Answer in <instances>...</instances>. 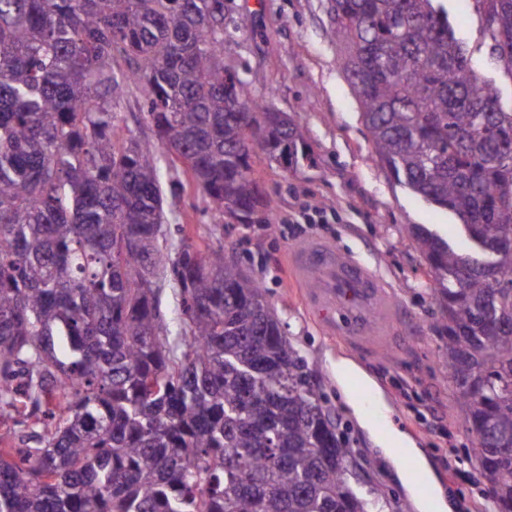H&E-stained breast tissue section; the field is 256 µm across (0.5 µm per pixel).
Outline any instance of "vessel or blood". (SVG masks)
Returning a JSON list of instances; mask_svg holds the SVG:
<instances>
[{"mask_svg": "<svg viewBox=\"0 0 512 512\" xmlns=\"http://www.w3.org/2000/svg\"><path fill=\"white\" fill-rule=\"evenodd\" d=\"M292 281L308 315L327 336L368 358L391 356L404 309L391 285L351 251L309 238L288 252Z\"/></svg>", "mask_w": 512, "mask_h": 512, "instance_id": "obj_1", "label": "vessel or blood"}]
</instances>
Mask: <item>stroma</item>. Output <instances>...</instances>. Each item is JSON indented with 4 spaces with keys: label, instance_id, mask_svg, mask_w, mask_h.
<instances>
[{
    "label": "stroma",
    "instance_id": "1",
    "mask_svg": "<svg viewBox=\"0 0 512 512\" xmlns=\"http://www.w3.org/2000/svg\"><path fill=\"white\" fill-rule=\"evenodd\" d=\"M460 3L444 0L443 5L474 66L495 80L503 107L511 109L512 79L481 49L479 20ZM224 20L230 31L225 68L270 111L303 126L306 145L289 165L254 150L252 170L273 211L256 224L220 222L218 216L202 215L199 197L170 178L171 158L146 117L139 87L131 86L123 131L159 161L168 253L181 242H200L213 225L223 224L225 252L266 289L285 335L312 370V384L346 426L359 476L392 502L405 504V487L336 380L337 359L351 358L350 353L307 315L298 288L288 279L287 251L300 240L324 237L376 265L405 310L399 353L393 363L360 357L354 363L372 378V396L394 427L422 450L452 512H485L475 465L455 462L467 439L448 370L436 359L441 310L424 285V261L411 247L407 230L422 224L456 238L457 219L396 185L375 155L359 103L339 67L327 0H224ZM304 213L314 216V223H301Z\"/></svg>",
    "mask_w": 512,
    "mask_h": 512
}]
</instances>
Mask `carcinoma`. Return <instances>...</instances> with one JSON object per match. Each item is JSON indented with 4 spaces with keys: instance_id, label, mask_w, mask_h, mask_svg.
I'll use <instances>...</instances> for the list:
<instances>
[{
    "instance_id": "obj_1",
    "label": "carcinoma",
    "mask_w": 512,
    "mask_h": 512,
    "mask_svg": "<svg viewBox=\"0 0 512 512\" xmlns=\"http://www.w3.org/2000/svg\"><path fill=\"white\" fill-rule=\"evenodd\" d=\"M512 77V0H473ZM339 64L394 180L461 221L423 225L435 325L477 480L512 512V110L437 0H328ZM224 0H0V512H383L351 485L311 370L221 244L163 253L156 159L121 134L129 83L206 209L253 224V177L304 130L224 69ZM178 289L180 336L161 309Z\"/></svg>"
}]
</instances>
